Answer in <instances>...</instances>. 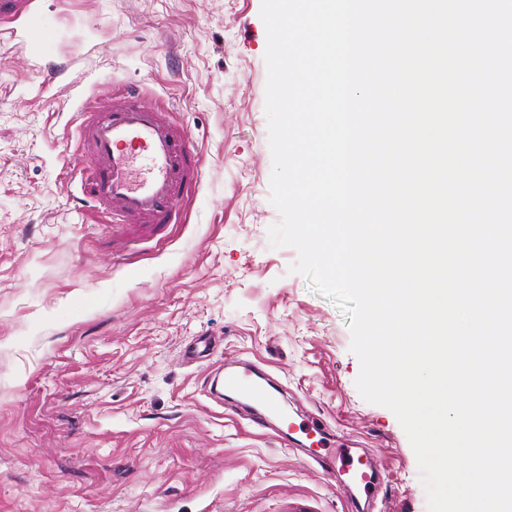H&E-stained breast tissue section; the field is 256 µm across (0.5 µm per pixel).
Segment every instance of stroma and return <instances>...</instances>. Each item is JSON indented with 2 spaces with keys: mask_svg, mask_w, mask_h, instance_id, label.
Instances as JSON below:
<instances>
[{
  "mask_svg": "<svg viewBox=\"0 0 512 512\" xmlns=\"http://www.w3.org/2000/svg\"><path fill=\"white\" fill-rule=\"evenodd\" d=\"M261 0H34L0 34V512H352L340 483L213 371L251 362L286 418L313 413L385 474L383 512H428L394 413L355 381L351 319L272 247ZM142 88L201 155L159 228L79 207L81 101ZM216 345L187 362L199 338Z\"/></svg>",
  "mask_w": 512,
  "mask_h": 512,
  "instance_id": "obj_1",
  "label": "stroma"
}]
</instances>
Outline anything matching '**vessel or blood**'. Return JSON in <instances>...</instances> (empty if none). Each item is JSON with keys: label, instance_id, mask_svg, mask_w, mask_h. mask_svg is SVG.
Segmentation results:
<instances>
[{"label": "vessel or blood", "instance_id": "b4317fda", "mask_svg": "<svg viewBox=\"0 0 512 512\" xmlns=\"http://www.w3.org/2000/svg\"><path fill=\"white\" fill-rule=\"evenodd\" d=\"M81 112L70 158L87 175L85 203L104 207L125 224L175 223L180 201L199 186L200 156L187 131L175 125L166 107L146 106L132 86L105 102L83 104ZM222 386L225 394L256 405L251 424L269 428L277 400L265 378L249 368H228ZM279 435L286 448L300 447L307 461L339 462L361 498L373 499L379 484L373 458L335 446L319 417L290 422Z\"/></svg>", "mask_w": 512, "mask_h": 512}]
</instances>
